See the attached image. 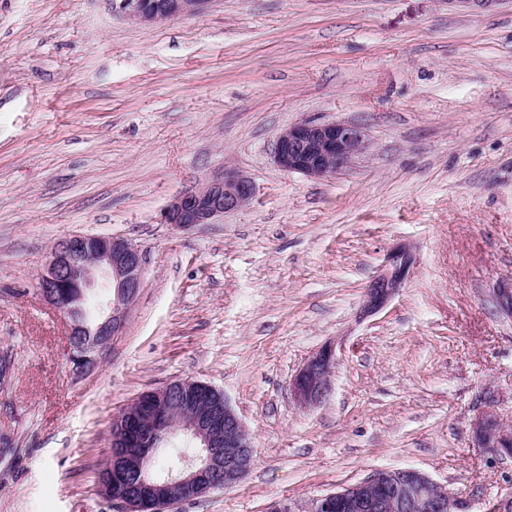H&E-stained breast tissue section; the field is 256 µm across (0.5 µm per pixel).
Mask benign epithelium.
<instances>
[{
    "label": "benign epithelium",
    "mask_w": 512,
    "mask_h": 512,
    "mask_svg": "<svg viewBox=\"0 0 512 512\" xmlns=\"http://www.w3.org/2000/svg\"><path fill=\"white\" fill-rule=\"evenodd\" d=\"M210 0H113L128 20L157 23L197 14ZM363 126L352 122L302 120L284 130L274 146V162L281 169L314 179L330 177L349 167L366 150ZM254 196L250 179L238 171L224 174L195 190L176 197L161 213V222L190 229L212 224L227 212L247 205ZM408 256L391 257L388 268L368 291L365 308L383 306L399 291L408 269ZM143 262L138 246L120 236L69 235L54 246L41 272L37 288L64 318L68 354L97 363L100 349L73 336H117L127 307L142 287ZM106 278L112 298L100 305L95 330L78 314L75 301L94 298L100 278ZM337 364L336 351L328 345L303 364L290 385L294 401L303 407L321 403L331 389ZM213 387L186 379L172 381L138 397L113 424L122 432L107 464L109 482L103 497L123 507V512H161L180 502L196 500L213 490L240 482L254 463L253 447L245 426L229 401H224V425L213 414L201 413L189 422L178 420L180 409L195 394L208 395ZM197 443L192 460L161 477L147 465L145 448L155 440L168 441L178 432ZM478 447L494 460L512 458V429L491 410L472 424ZM458 503L447 487L416 469H377L361 481L314 498L307 512H455Z\"/></svg>",
    "instance_id": "1"
}]
</instances>
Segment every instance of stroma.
Returning a JSON list of instances; mask_svg holds the SVG:
<instances>
[{"mask_svg": "<svg viewBox=\"0 0 512 512\" xmlns=\"http://www.w3.org/2000/svg\"><path fill=\"white\" fill-rule=\"evenodd\" d=\"M363 125L370 146L322 180L279 168L302 120ZM234 169L255 196L212 224L160 223ZM122 236L143 288L97 367L67 361L37 291L54 244ZM414 262L363 315L387 257ZM512 0H211L153 25L112 0H0V512H114L97 490L114 418L193 379L223 392L250 473L173 512H271L373 470L415 468L463 512L512 499V459L474 447L512 425ZM319 405L290 383L326 344ZM475 443L494 460L512 458V429L508 428L492 410L482 412L472 424Z\"/></svg>", "mask_w": 512, "mask_h": 512, "instance_id": "1", "label": "stroma"}]
</instances>
